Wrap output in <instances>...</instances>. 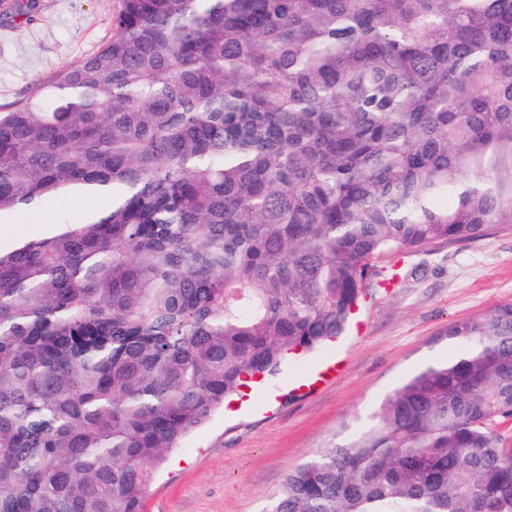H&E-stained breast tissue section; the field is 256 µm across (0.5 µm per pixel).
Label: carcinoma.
Segmentation results:
<instances>
[{"mask_svg":"<svg viewBox=\"0 0 512 512\" xmlns=\"http://www.w3.org/2000/svg\"><path fill=\"white\" fill-rule=\"evenodd\" d=\"M0 112V512H143L252 379L343 335L378 260L512 230V0H118ZM263 512H512V303ZM85 203H58L52 210H43L39 214L20 213L16 215L10 224H0V238L2 241L24 237L38 232L44 224L52 222L55 214L60 211L70 212L73 215H80Z\"/></svg>","mask_w":512,"mask_h":512,"instance_id":"obj_1","label":"carcinoma"}]
</instances>
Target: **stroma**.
Listing matches in <instances>:
<instances>
[{
  "label": "stroma",
  "mask_w": 512,
  "mask_h": 512,
  "mask_svg": "<svg viewBox=\"0 0 512 512\" xmlns=\"http://www.w3.org/2000/svg\"><path fill=\"white\" fill-rule=\"evenodd\" d=\"M13 3L0 0V112L112 36L115 0H36L26 19ZM380 264L398 277L367 297L346 335L225 404L155 473L145 512H262L288 472L336 442L344 423L366 415L429 356L450 355L435 340L448 322L512 303L507 231ZM336 361L343 365L336 380L306 388Z\"/></svg>",
  "instance_id": "35a3bbf8"
}]
</instances>
